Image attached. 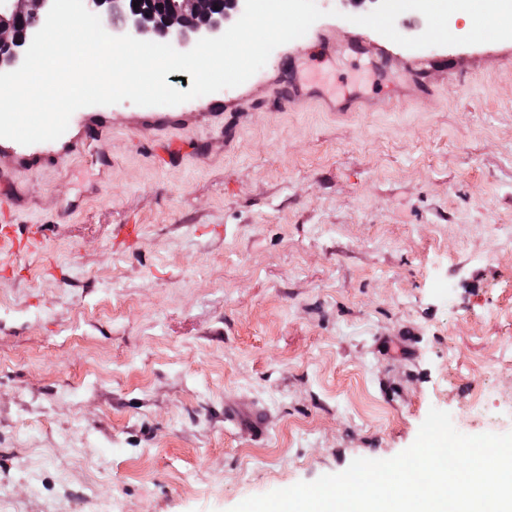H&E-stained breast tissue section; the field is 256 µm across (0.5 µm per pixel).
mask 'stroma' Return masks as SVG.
<instances>
[{
	"mask_svg": "<svg viewBox=\"0 0 512 512\" xmlns=\"http://www.w3.org/2000/svg\"><path fill=\"white\" fill-rule=\"evenodd\" d=\"M316 4L240 86L0 138V219L36 235L0 248V512H230L396 456L433 407L512 432V40L415 52Z\"/></svg>",
	"mask_w": 512,
	"mask_h": 512,
	"instance_id": "1",
	"label": "stroma"
}]
</instances>
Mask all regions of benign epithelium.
Wrapping results in <instances>:
<instances>
[{
	"label": "benign epithelium",
	"mask_w": 512,
	"mask_h": 512,
	"mask_svg": "<svg viewBox=\"0 0 512 512\" xmlns=\"http://www.w3.org/2000/svg\"><path fill=\"white\" fill-rule=\"evenodd\" d=\"M159 12L134 6L133 0H85V7L107 16L112 28L139 38L151 31L183 47L188 33H215L230 13L242 15L245 0H161ZM49 0H0V73L20 66L25 48L45 23Z\"/></svg>",
	"instance_id": "7a95c632"
}]
</instances>
